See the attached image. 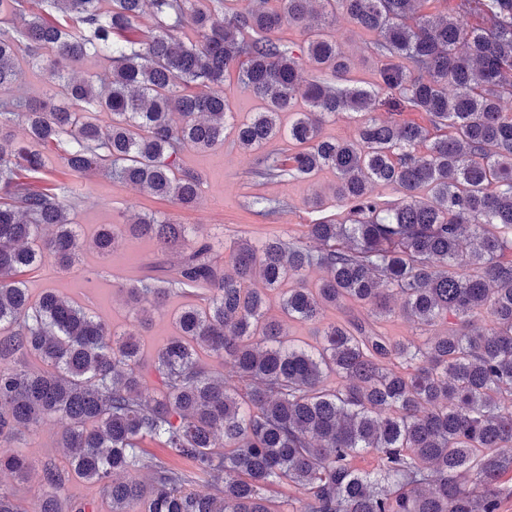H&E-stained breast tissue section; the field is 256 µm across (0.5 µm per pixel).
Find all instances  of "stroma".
<instances>
[{"instance_id": "1", "label": "stroma", "mask_w": 512, "mask_h": 512, "mask_svg": "<svg viewBox=\"0 0 512 512\" xmlns=\"http://www.w3.org/2000/svg\"><path fill=\"white\" fill-rule=\"evenodd\" d=\"M336 28L341 50L350 63L348 78L352 85L371 87L377 80L379 58L374 53L376 36L350 24L344 16H337ZM290 153L284 138L269 140L256 153H244L233 141L225 139L222 147L200 151L191 146L179 153L180 169L196 173L201 180L197 205L183 208L153 196L125 182L103 174L79 175L69 171L58 152L47 154L45 177L39 179L42 187L66 185L76 190L79 202L71 212L73 223L79 224L85 238H92L100 225L122 224L135 216L152 214L166 217L179 224L199 226L201 233L220 244L223 253H230L239 239L257 241L279 234L300 237L307 225L335 219L347 223L348 213L337 201L333 189L336 176L331 170L318 175L264 178L254 174L256 158L271 156L286 161ZM322 206H315V199ZM162 257L156 244L148 238H122L110 258H101L92 248H84L79 263L71 270H58L53 263L26 274L32 294L45 289L56 290L69 299L88 308L118 329L137 326L139 307L127 304L119 289L120 281H131L146 267ZM181 294L169 296L165 305L143 329V366H150L156 349L171 338L175 329L170 315L185 305ZM23 452L28 457L32 472L28 482L20 484L9 473H0V484L16 488L26 512H32L42 496V465L52 459L65 464L66 456L58 445V429L47 423L26 431Z\"/></svg>"}]
</instances>
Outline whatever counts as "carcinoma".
I'll return each mask as SVG.
<instances>
[{
    "mask_svg": "<svg viewBox=\"0 0 512 512\" xmlns=\"http://www.w3.org/2000/svg\"><path fill=\"white\" fill-rule=\"evenodd\" d=\"M278 2L220 16L196 0H111L106 11L100 0H0V93L18 78L23 44L50 84L43 99L0 100V469L24 480L22 430L47 420L67 457L44 462L47 492L33 512H86L56 495L72 479L98 485L112 512L133 502L144 512H271L269 492L283 484L298 492L288 512H500V478L512 473V237L499 233L512 232V112L501 107L512 99V0H464L492 16L489 26L427 13L432 0ZM147 8L153 27L118 40ZM338 11L376 35L377 83L316 77L301 93L305 63L347 78L326 27ZM187 24L196 39L182 36ZM286 26L305 36L298 55ZM89 55L111 63L108 81L59 67ZM232 68L264 104L235 125L241 150L281 135V114L302 94L309 111L288 127L291 168L261 175L334 171L349 223L244 240L227 259L166 218L101 225L92 245L102 254L128 233L178 256L125 288L129 301L194 299L173 317L177 335L156 353L150 392L136 329L119 331L53 289L32 298L22 276L47 259L74 267L84 242L72 204L22 175L43 173L53 145L74 173L107 172L194 206L200 179L177 171V158L185 144L224 143ZM383 91L430 127L363 117ZM340 114L361 118L356 137H321ZM378 183L396 186L400 201L380 202ZM311 267L324 271L313 285ZM265 289L280 292L288 320L315 326L318 345L295 344L266 315ZM396 297L416 328H446L418 344L385 335L378 324ZM329 307L344 317L323 322ZM201 350L231 364L234 379L202 364ZM363 453L373 468L355 466ZM200 481L209 492L194 489ZM0 512L28 510L0 485Z\"/></svg>",
    "mask_w": 512,
    "mask_h": 512,
    "instance_id": "obj_1",
    "label": "carcinoma"
}]
</instances>
